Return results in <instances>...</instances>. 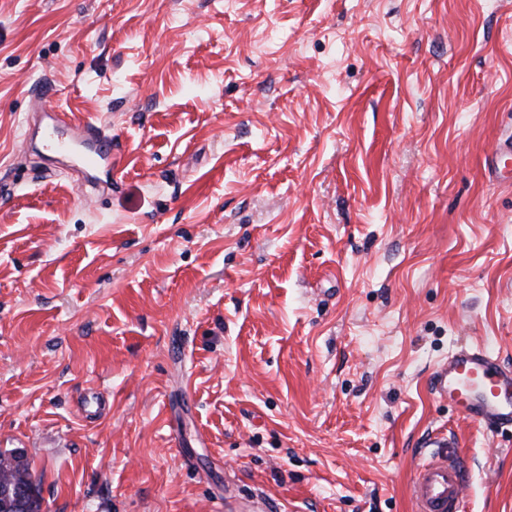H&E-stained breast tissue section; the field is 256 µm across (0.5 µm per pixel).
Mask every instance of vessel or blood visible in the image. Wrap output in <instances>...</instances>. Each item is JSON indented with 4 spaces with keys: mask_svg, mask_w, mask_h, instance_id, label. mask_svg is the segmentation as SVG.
I'll return each mask as SVG.
<instances>
[{
    "mask_svg": "<svg viewBox=\"0 0 512 512\" xmlns=\"http://www.w3.org/2000/svg\"><path fill=\"white\" fill-rule=\"evenodd\" d=\"M47 149L76 158L83 171L112 170V137L103 123L88 122L60 133L50 128ZM431 389L455 405L466 418L488 427L512 429V368L487 347L462 345L449 353L433 373ZM440 450L421 461L411 494L415 512H459L468 483L465 460L451 439H439Z\"/></svg>",
    "mask_w": 512,
    "mask_h": 512,
    "instance_id": "vessel-or-blood-1",
    "label": "vessel or blood"
}]
</instances>
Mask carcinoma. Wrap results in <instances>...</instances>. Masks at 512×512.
Listing matches in <instances>:
<instances>
[{
  "mask_svg": "<svg viewBox=\"0 0 512 512\" xmlns=\"http://www.w3.org/2000/svg\"><path fill=\"white\" fill-rule=\"evenodd\" d=\"M41 494L19 449L0 452V512H40Z\"/></svg>",
  "mask_w": 512,
  "mask_h": 512,
  "instance_id": "carcinoma-1",
  "label": "carcinoma"
}]
</instances>
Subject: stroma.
<instances>
[{
	"mask_svg": "<svg viewBox=\"0 0 512 512\" xmlns=\"http://www.w3.org/2000/svg\"><path fill=\"white\" fill-rule=\"evenodd\" d=\"M105 124L111 183L28 150ZM512 0H0V449L42 512H413L429 390L512 366Z\"/></svg>",
	"mask_w": 512,
	"mask_h": 512,
	"instance_id": "1",
	"label": "stroma"
}]
</instances>
